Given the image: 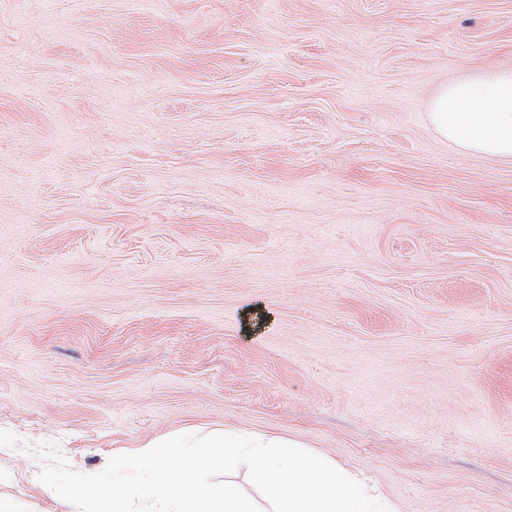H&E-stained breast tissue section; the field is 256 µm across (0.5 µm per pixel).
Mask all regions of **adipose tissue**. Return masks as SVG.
<instances>
[{"label":"adipose tissue","instance_id":"ef3b65f1","mask_svg":"<svg viewBox=\"0 0 512 512\" xmlns=\"http://www.w3.org/2000/svg\"><path fill=\"white\" fill-rule=\"evenodd\" d=\"M436 132L463 150L512 161V70L478 69L429 105Z\"/></svg>","mask_w":512,"mask_h":512}]
</instances>
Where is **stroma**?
Returning a JSON list of instances; mask_svg holds the SVG:
<instances>
[{
  "label": "stroma",
  "instance_id": "1",
  "mask_svg": "<svg viewBox=\"0 0 512 512\" xmlns=\"http://www.w3.org/2000/svg\"><path fill=\"white\" fill-rule=\"evenodd\" d=\"M512 0H0V498L198 426L512 512V162L430 126Z\"/></svg>",
  "mask_w": 512,
  "mask_h": 512
}]
</instances>
